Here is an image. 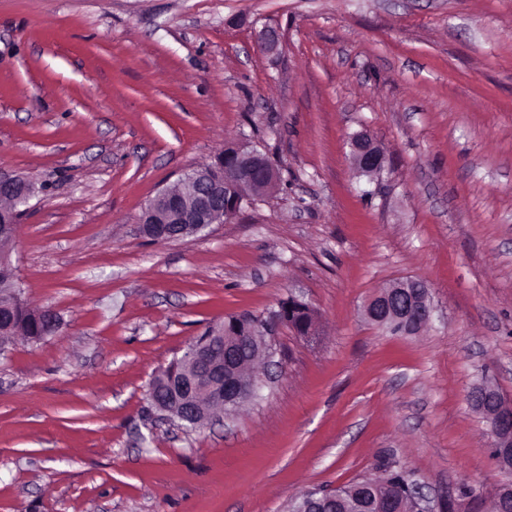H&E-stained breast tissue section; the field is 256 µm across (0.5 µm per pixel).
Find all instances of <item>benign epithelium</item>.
<instances>
[{
  "label": "benign epithelium",
  "mask_w": 512,
  "mask_h": 512,
  "mask_svg": "<svg viewBox=\"0 0 512 512\" xmlns=\"http://www.w3.org/2000/svg\"><path fill=\"white\" fill-rule=\"evenodd\" d=\"M351 155L357 170L375 177L386 167V156L370 134L351 138ZM279 173L268 157L254 148L237 146L221 152L206 165L191 169L179 182L166 187L149 201L141 216V233L152 241H174L195 235L213 224L233 220L276 186ZM35 187L19 176H0V238L10 237L18 223V207L27 203ZM301 301L261 317V324L242 329L224 321L210 326L205 341L194 347L191 363L172 371L163 396L151 394L155 407L164 403L186 425L193 427L223 418V413L254 398L264 381V363L273 356L276 329L291 323ZM435 308L427 284L412 277L400 278L374 293L364 305L365 318L383 329L403 327L411 336L432 322ZM468 402L485 421L501 470L512 473V404L485 386H476ZM326 502L313 493L305 494L294 512H323ZM408 512H435L428 506L421 484L410 480Z\"/></svg>",
  "instance_id": "1"
}]
</instances>
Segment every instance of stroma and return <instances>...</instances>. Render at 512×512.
I'll list each match as a JSON object with an SVG mask.
<instances>
[{
  "label": "stroma",
  "mask_w": 512,
  "mask_h": 512,
  "mask_svg": "<svg viewBox=\"0 0 512 512\" xmlns=\"http://www.w3.org/2000/svg\"><path fill=\"white\" fill-rule=\"evenodd\" d=\"M242 144L275 197L142 237L161 189ZM0 171L36 188L12 260L60 320L0 354V512H288L388 462L489 512L467 394L512 402V0H0ZM406 276L436 306L415 336L363 314ZM292 295L321 342L279 328L260 398L194 429L152 407L208 325ZM351 155L357 170L372 178L386 167L384 151L367 132H359L351 138Z\"/></svg>",
  "instance_id": "35a3bbf8"
}]
</instances>
